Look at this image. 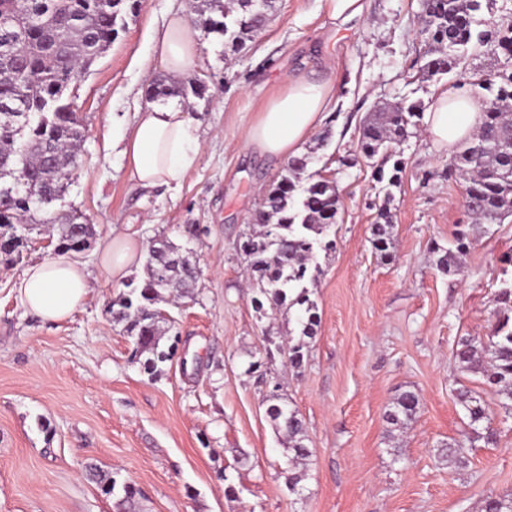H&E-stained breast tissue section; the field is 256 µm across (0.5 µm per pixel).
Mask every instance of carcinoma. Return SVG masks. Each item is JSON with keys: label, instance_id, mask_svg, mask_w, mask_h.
I'll return each instance as SVG.
<instances>
[{"label": "carcinoma", "instance_id": "obj_1", "mask_svg": "<svg viewBox=\"0 0 512 512\" xmlns=\"http://www.w3.org/2000/svg\"><path fill=\"white\" fill-rule=\"evenodd\" d=\"M137 0H0V18L10 17L23 24L31 15L43 17L40 27L25 30L8 58L0 56V102L11 101L15 111L0 112V258L13 261L21 257L28 224L61 226L58 251L70 252L69 244L88 230L89 222L76 209L43 219L36 218L48 205L61 199L68 179L65 169L78 164L77 150L84 138V127L70 98L71 85L112 44L117 34L116 21L124 9H135ZM198 27L226 37L232 52L266 26L274 11L273 0H233L224 9V0H203ZM481 0H423V32L434 47L424 53L421 70L434 77L450 74L469 51L475 15ZM504 67L491 80L483 77L473 85L484 91L483 100L497 102L484 112V122L471 139L462 142L449 158L448 166L465 181L467 211L476 224H499L512 217V149H504L502 140L512 138V26L498 38ZM206 85L200 80L156 81L149 100L163 102L171 97L187 99L202 96ZM423 106L403 102L388 109L387 120L371 116L363 128L360 152L368 160L390 156L391 147L408 136L413 119L422 118ZM310 156L304 154L288 162L264 195L253 221L264 228L261 236L247 234L239 242V251L247 262L258 297L256 309L269 303L271 309L298 307L308 314L302 335L314 336L317 321L315 305L309 297L306 279L319 272L317 250L330 249L333 241L324 240V232L336 223L339 196L333 182L322 176H308L297 189L296 180L307 171ZM27 170L29 181L16 188L14 169ZM300 199H294L295 191ZM383 224L372 228L374 246L389 256L391 225L386 207H379ZM455 250H446L437 260L444 274L461 272V257L468 243L465 232L455 236ZM198 262L182 258L181 247L167 239H157L149 249L142 283L122 294L115 302V317L125 322L132 339V356L143 360L149 374L158 372V364L170 354L158 350V325L166 320L157 308L161 294L170 288L191 293L198 282ZM499 309L487 342L461 339L454 359L460 371L480 374L487 384L512 402V280L502 282L497 294ZM469 420L477 430L487 420L480 398L460 395ZM419 410L416 394H401L386 414L389 423L398 426L413 419ZM267 415L277 431L288 436L292 461L307 459L311 451L305 444L306 428L299 414L284 404L268 406ZM137 491L123 486L117 500V512H132Z\"/></svg>", "mask_w": 512, "mask_h": 512}]
</instances>
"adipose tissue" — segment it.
Instances as JSON below:
<instances>
[{"label": "adipose tissue", "mask_w": 512, "mask_h": 512, "mask_svg": "<svg viewBox=\"0 0 512 512\" xmlns=\"http://www.w3.org/2000/svg\"><path fill=\"white\" fill-rule=\"evenodd\" d=\"M155 51L169 73L192 70L198 45L188 35L184 14L172 13L155 40ZM336 78L290 76L278 94L266 103L250 124L243 145L277 159L300 155L312 132L322 123L335 97ZM424 129L440 147L455 145L479 129L480 104L469 95L448 90L439 94L422 118ZM122 153L132 180L144 187H179L199 163L202 153L200 127L180 106L139 109L127 134L121 136ZM145 251L143 238L133 226L113 234L100 252V267L114 281L123 280L138 265ZM14 289L27 311L42 320L69 318L85 302L89 272L78 261L65 257L29 265L17 278Z\"/></svg>", "instance_id": "adipose-tissue-1"}]
</instances>
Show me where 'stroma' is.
<instances>
[{
	"label": "stroma",
	"instance_id": "35a3bbf8",
	"mask_svg": "<svg viewBox=\"0 0 512 512\" xmlns=\"http://www.w3.org/2000/svg\"><path fill=\"white\" fill-rule=\"evenodd\" d=\"M200 0H139L122 12L109 49L75 84L74 109L86 137L79 167L58 210L75 207L93 227L78 254L90 271L84 306L60 323L27 313L13 284L27 265L53 258L32 241L21 262H0V512H115L111 484L138 491V512H482L512 497V410L495 387L461 373V338L486 339L502 281L512 267V221L469 223L465 182L449 170L450 150L424 131L396 145L404 170L396 187L373 176L358 142L373 112L398 102L430 106L448 89L480 97L473 81L499 70L497 32L512 25V0H484V39L449 74L421 71L427 42L422 0H368L364 19L338 31L320 0H277L273 16L244 49L190 28L200 54L192 78L203 97L187 105L202 131L198 166L178 190L130 180L112 132L149 103L167 71L153 50L170 13L197 20ZM334 72L336 96L305 146L309 171L336 185L340 209L308 282L318 327L300 367L267 358L266 343L299 338L297 308L257 310L237 250L252 214L284 162L244 150L246 129L286 76ZM387 205L393 258L372 243ZM133 224L145 242L167 237L190 248L201 276L194 297L164 299L172 320L160 348L172 361L151 375L132 360L116 298L140 285L142 268L115 283L99 266L113 231ZM188 224L204 226L187 238ZM465 225L470 248L462 275L438 270L437 252ZM478 394L489 414L469 441L460 390ZM414 392L408 425H390L394 398ZM302 417L310 457L290 490L285 437L266 415L274 399ZM461 445L463 465L449 464ZM95 467L87 475V467Z\"/></svg>",
	"mask_w": 512,
	"mask_h": 512
}]
</instances>
